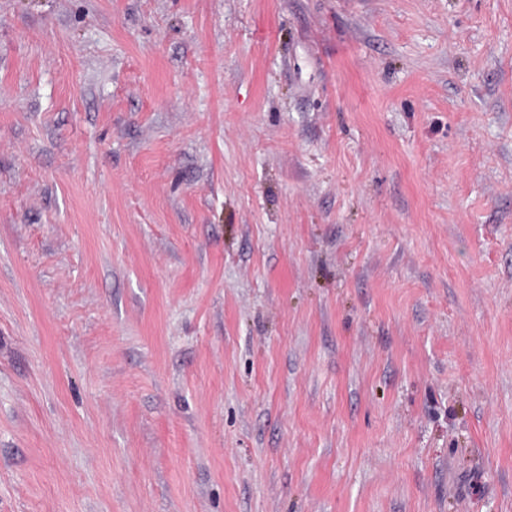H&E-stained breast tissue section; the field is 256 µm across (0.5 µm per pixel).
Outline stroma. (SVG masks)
<instances>
[{
  "instance_id": "1",
  "label": "stroma",
  "mask_w": 512,
  "mask_h": 512,
  "mask_svg": "<svg viewBox=\"0 0 512 512\" xmlns=\"http://www.w3.org/2000/svg\"><path fill=\"white\" fill-rule=\"evenodd\" d=\"M0 512H512V0H0Z\"/></svg>"
}]
</instances>
